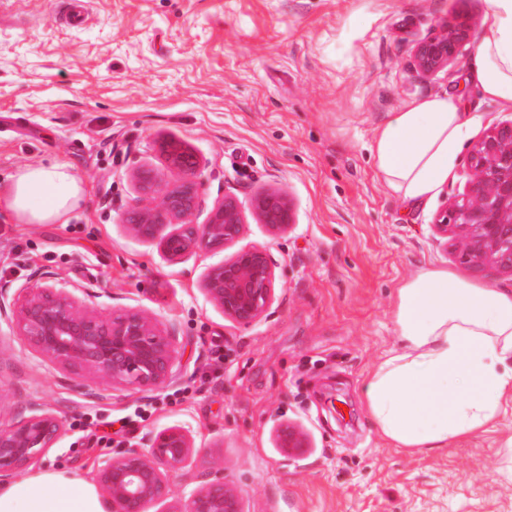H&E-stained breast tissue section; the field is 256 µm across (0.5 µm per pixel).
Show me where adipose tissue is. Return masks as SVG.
Listing matches in <instances>:
<instances>
[{
	"mask_svg": "<svg viewBox=\"0 0 512 512\" xmlns=\"http://www.w3.org/2000/svg\"><path fill=\"white\" fill-rule=\"evenodd\" d=\"M468 79L512 110V0H485ZM480 123L434 94L407 103L374 137L375 170L411 207L427 203L453 175ZM85 196L63 164H32L0 186V210L21 224H64ZM397 348L368 374L365 407L394 447L430 453L493 425L512 401V287L475 283L424 266L397 288L391 313ZM0 512H112L84 476L39 471L0 485Z\"/></svg>",
	"mask_w": 512,
	"mask_h": 512,
	"instance_id": "obj_1",
	"label": "adipose tissue"
}]
</instances>
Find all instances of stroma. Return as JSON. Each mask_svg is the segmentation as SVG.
Masks as SVG:
<instances>
[{
    "label": "stroma",
    "instance_id": "1",
    "mask_svg": "<svg viewBox=\"0 0 512 512\" xmlns=\"http://www.w3.org/2000/svg\"><path fill=\"white\" fill-rule=\"evenodd\" d=\"M458 15L473 21L458 62L419 78L414 46ZM490 22L484 0H88L75 27L60 0H0V185L19 166L61 162L86 190L64 224L0 215V290L51 276L101 313L148 311L179 347L172 381L138 391L59 370L0 319V424L33 403L65 421L36 469L92 478L180 425L197 447L186 471L224 478L243 512H512L511 401L494 427L432 454L394 448L362 405L370 368L396 345V288L422 265L463 269L431 226L464 193L477 143L408 210L375 173L374 134L444 92L481 132L512 120L466 79ZM165 137L201 161L197 223L224 196L247 213L275 190L293 230L274 239L252 220L235 246L178 262L131 236V171L174 178ZM250 247L274 263L275 299L243 327L201 283ZM288 423L308 437L292 457L275 441Z\"/></svg>",
    "mask_w": 512,
    "mask_h": 512
}]
</instances>
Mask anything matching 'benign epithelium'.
<instances>
[{"label":"benign epithelium","mask_w":512,"mask_h":512,"mask_svg":"<svg viewBox=\"0 0 512 512\" xmlns=\"http://www.w3.org/2000/svg\"><path fill=\"white\" fill-rule=\"evenodd\" d=\"M470 18L457 16L437 27L414 48V67L430 76L458 60L467 40ZM161 153L176 179L164 183L158 172L140 166L132 172L140 202L125 214L127 232L155 242L170 261L207 254L236 243L247 221L237 201L226 196L204 224L193 221L199 207L197 177L201 163L183 147L162 144ZM252 217L272 238L294 227L292 206L271 190L253 201ZM436 241L451 244L460 263L475 273L494 270L512 278V122L490 129L470 157L467 191L442 210L433 224ZM275 267L265 250L241 249L209 269L202 291L207 300L240 326H249L268 311L275 295ZM16 313L15 327L37 351L61 369L87 371L129 389L154 390L168 384L178 359L175 340L159 321L140 310L106 316L86 309L74 289L62 284L23 287L7 302L0 296V317ZM64 429L62 417L37 404L18 421L0 425V482L15 478L41 459ZM277 447L293 456L308 447L305 432L291 424L275 434ZM194 437L179 425L158 432L146 453L129 450L98 470L101 494L112 512H243L237 489L222 479L174 497L171 484L182 477L195 454Z\"/></svg>","instance_id":"7a95c632"}]
</instances>
